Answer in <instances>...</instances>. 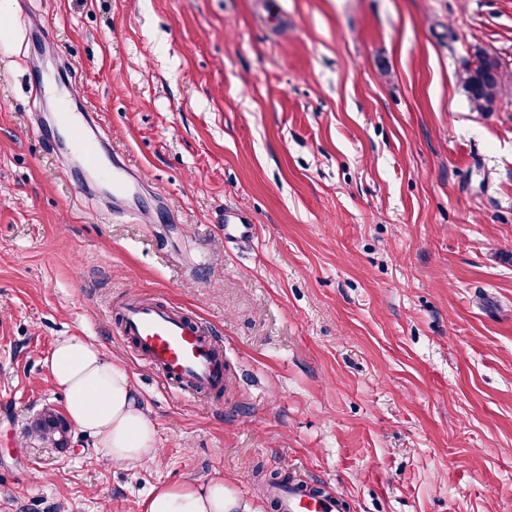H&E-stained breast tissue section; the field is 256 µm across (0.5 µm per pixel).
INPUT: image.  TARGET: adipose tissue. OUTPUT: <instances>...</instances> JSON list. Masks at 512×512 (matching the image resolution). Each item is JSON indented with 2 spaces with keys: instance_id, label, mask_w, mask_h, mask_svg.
Here are the masks:
<instances>
[{
  "instance_id": "ef3b65f1",
  "label": "adipose tissue",
  "mask_w": 512,
  "mask_h": 512,
  "mask_svg": "<svg viewBox=\"0 0 512 512\" xmlns=\"http://www.w3.org/2000/svg\"><path fill=\"white\" fill-rule=\"evenodd\" d=\"M53 383L68 395L65 414L73 428L94 440L109 461L136 468L154 458L156 428L143 411L128 372L107 360L98 345L79 336L56 340L45 360ZM145 512H248L217 479L154 489Z\"/></svg>"
}]
</instances>
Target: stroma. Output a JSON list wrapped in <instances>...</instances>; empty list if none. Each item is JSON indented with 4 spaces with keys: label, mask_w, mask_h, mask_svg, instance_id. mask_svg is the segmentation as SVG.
Masks as SVG:
<instances>
[{
    "label": "stroma",
    "mask_w": 512,
    "mask_h": 512,
    "mask_svg": "<svg viewBox=\"0 0 512 512\" xmlns=\"http://www.w3.org/2000/svg\"><path fill=\"white\" fill-rule=\"evenodd\" d=\"M41 30L140 216L46 150ZM482 54L490 112L464 84ZM137 295L222 343L223 394L133 353ZM61 336L127 369L152 461L31 433L65 408ZM275 472L346 512H512V0H0V512H144L214 479L274 512ZM499 63L496 59L484 56L467 80L468 93L475 105L485 111H492L498 101L501 86Z\"/></svg>",
    "instance_id": "35a3bbf8"
}]
</instances>
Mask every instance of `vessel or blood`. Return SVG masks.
I'll return each mask as SVG.
<instances>
[{
  "mask_svg": "<svg viewBox=\"0 0 512 512\" xmlns=\"http://www.w3.org/2000/svg\"><path fill=\"white\" fill-rule=\"evenodd\" d=\"M32 97L37 101L55 98L58 124L68 134L70 150L111 187L114 204L124 207L137 199L138 176L120 159L104 162L84 135L85 127L96 124L95 113L74 106L61 84L47 77L33 83ZM119 334L161 381L180 395L210 396L224 383L222 345L202 324L171 307L150 299L126 302ZM267 494L277 501L279 512H341V501L335 495H312L293 482L269 487Z\"/></svg>",
  "mask_w": 512,
  "mask_h": 512,
  "instance_id": "b4317fda",
  "label": "vessel or blood"
}]
</instances>
